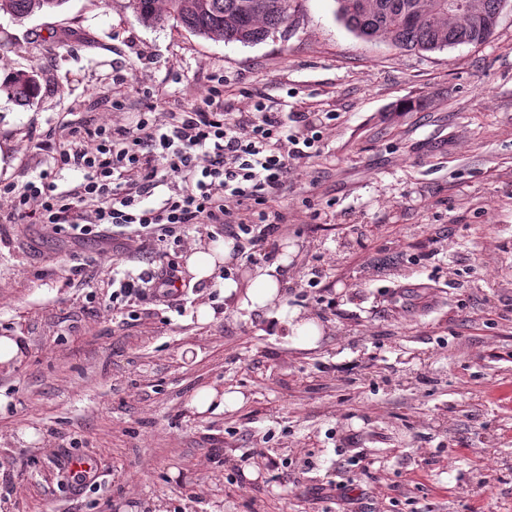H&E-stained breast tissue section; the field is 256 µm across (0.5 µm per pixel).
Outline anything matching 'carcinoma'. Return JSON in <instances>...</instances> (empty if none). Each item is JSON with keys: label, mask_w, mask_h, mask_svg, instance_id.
<instances>
[{"label": "carcinoma", "mask_w": 512, "mask_h": 512, "mask_svg": "<svg viewBox=\"0 0 512 512\" xmlns=\"http://www.w3.org/2000/svg\"><path fill=\"white\" fill-rule=\"evenodd\" d=\"M65 0H0V13L23 19L61 6ZM460 0H336V16L357 36L382 40L405 51H435L489 39L477 13L457 7ZM142 24L176 23L199 36L253 45L288 26L299 0H127ZM22 106L38 96L35 70L19 71L0 86Z\"/></svg>", "instance_id": "carcinoma-1"}]
</instances>
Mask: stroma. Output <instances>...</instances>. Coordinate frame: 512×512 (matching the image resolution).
<instances>
[{
    "mask_svg": "<svg viewBox=\"0 0 512 512\" xmlns=\"http://www.w3.org/2000/svg\"><path fill=\"white\" fill-rule=\"evenodd\" d=\"M125 3L0 14V83L31 67L40 82L30 106L0 93V181L45 167L47 132L125 122L141 87L167 112L220 74L229 111L335 113L320 157L288 180L294 219L278 242L283 302L321 336L296 347L271 308H238L215 280L184 311L144 301L115 323L112 272L141 269L139 243L109 260L84 245L100 261L89 289L63 236L0 224V335L25 345L0 369V512H337L341 470L361 480L350 512H512V296L496 290L512 278V0L486 43L432 52L356 36L335 0H300L286 30L249 46L144 26ZM119 69L134 86L117 111ZM314 263L335 270V308L300 283ZM416 282L431 284L429 305L394 307ZM211 384L243 404L197 415ZM74 456L100 474L79 497Z\"/></svg>",
    "mask_w": 512,
    "mask_h": 512,
    "instance_id": "1",
    "label": "stroma"
}]
</instances>
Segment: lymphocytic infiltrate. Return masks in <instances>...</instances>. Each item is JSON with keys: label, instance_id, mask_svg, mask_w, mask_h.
I'll list each match as a JSON object with an SVG mask.
<instances>
[{"label": "lymphocytic infiltrate", "instance_id": "lymphocytic-infiltrate-1", "mask_svg": "<svg viewBox=\"0 0 512 512\" xmlns=\"http://www.w3.org/2000/svg\"><path fill=\"white\" fill-rule=\"evenodd\" d=\"M129 124L90 121L64 126L52 161L23 184L0 183V224H40L73 245L95 240L151 242L158 266L124 273L112 309L142 299L165 308L185 301L186 281L169 246L189 230L235 242L234 259H269L288 224V176L320 154L332 112H282L256 103L250 112L224 107V78L210 80L200 100L178 102L158 117L154 93ZM72 169L82 181L59 190L56 174Z\"/></svg>", "mask_w": 512, "mask_h": 512}]
</instances>
